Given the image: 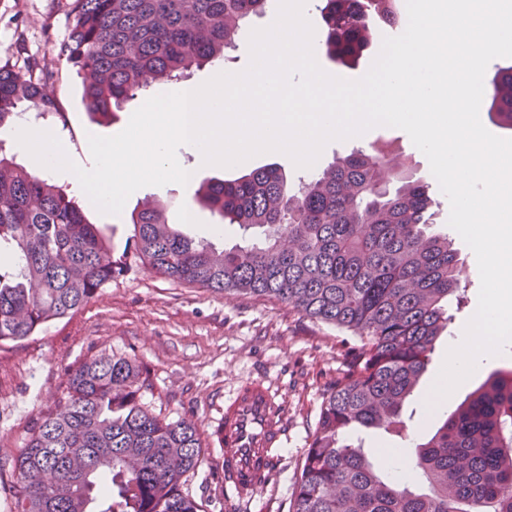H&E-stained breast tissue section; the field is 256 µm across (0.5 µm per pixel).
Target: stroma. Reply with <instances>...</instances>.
Instances as JSON below:
<instances>
[{
	"mask_svg": "<svg viewBox=\"0 0 512 512\" xmlns=\"http://www.w3.org/2000/svg\"><path fill=\"white\" fill-rule=\"evenodd\" d=\"M68 2L0 0V66L25 76L52 72L53 109L45 111L23 102L17 110L34 124L51 129L64 142L69 158L87 169L91 166L85 152L89 135L112 136L122 131L135 104L125 103L105 120L87 112L75 68L57 58V46L72 22ZM391 140L411 160L417 177L428 183L438 205L437 222L446 226L449 201L426 156L399 129L379 126L351 139L331 141L319 164L324 167L354 148ZM181 159L194 169L193 181L184 186L167 184L155 194L166 202L170 223L183 224L184 215H192L193 223L183 224L185 232L220 249L242 243L243 236L230 225L222 234L209 233V225L218 218L200 204L196 194L200 182L234 179L270 163L280 165L292 185L307 174L279 152L257 155L235 168L198 166L188 150L182 151ZM145 195V190L135 191L117 216L101 214L87 196L79 201L89 221L99 225L120 253L133 239L131 214ZM454 246L463 263L466 290L452 311L447 337L440 339L430 357L420 394L404 407L407 427L399 435L373 431L362 435L365 447L375 449L374 463L384 473L389 466L382 449L415 446L447 416L446 411L428 409L424 392L443 365L449 338L457 336L475 314L480 288L473 251L459 237ZM101 351L135 358L144 366L151 387L142 401L153 414L195 424L201 440L200 464L187 474L183 490L204 512H288L318 419L320 395L341 371L340 333L281 302L170 281L137 261L73 314L44 325L25 340L0 343V512L13 508L10 462L23 447L39 410L59 397L69 369ZM258 376L266 378L286 406L288 442L278 455L275 475L255 500L238 504L226 499L222 450L212 432L224 413L225 396L240 381Z\"/></svg>",
	"mask_w": 512,
	"mask_h": 512,
	"instance_id": "35a3bbf8",
	"label": "stroma"
}]
</instances>
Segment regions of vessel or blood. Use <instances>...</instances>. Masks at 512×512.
<instances>
[{"instance_id":"vessel-or-blood-1","label":"vessel or blood","mask_w":512,"mask_h":512,"mask_svg":"<svg viewBox=\"0 0 512 512\" xmlns=\"http://www.w3.org/2000/svg\"><path fill=\"white\" fill-rule=\"evenodd\" d=\"M282 402L263 378L242 381L224 402L217 441L224 450V491L252 500L274 473L278 450L287 435Z\"/></svg>"}]
</instances>
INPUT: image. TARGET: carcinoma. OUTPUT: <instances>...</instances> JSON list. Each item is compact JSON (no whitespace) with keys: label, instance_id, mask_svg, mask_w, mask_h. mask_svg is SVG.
<instances>
[{"label":"carcinoma","instance_id":"carcinoma-1","mask_svg":"<svg viewBox=\"0 0 512 512\" xmlns=\"http://www.w3.org/2000/svg\"><path fill=\"white\" fill-rule=\"evenodd\" d=\"M268 0H73L58 54L76 67L82 100L107 117L154 84L184 82L221 62L242 23ZM326 55L358 56L375 23L401 26L397 0H322ZM482 106L512 127V100L489 89ZM54 105L46 85L0 68V126L17 103ZM391 143L356 148L291 187L265 165L207 182L201 201L226 224L264 238L229 250L170 224L163 201L136 212L133 251L116 255L68 193L0 156V342L22 340L79 310L123 275L134 257L157 275L202 288L275 299L343 333L342 376L324 389L289 512H512V368L499 369L415 446L422 493L377 472L363 429L399 432L402 411L460 298L461 265L423 181L405 175ZM150 387L136 359L101 352L68 372L12 460L16 512H201L182 490L200 462L188 420L166 421L143 404Z\"/></svg>","mask_w":512,"mask_h":512}]
</instances>
